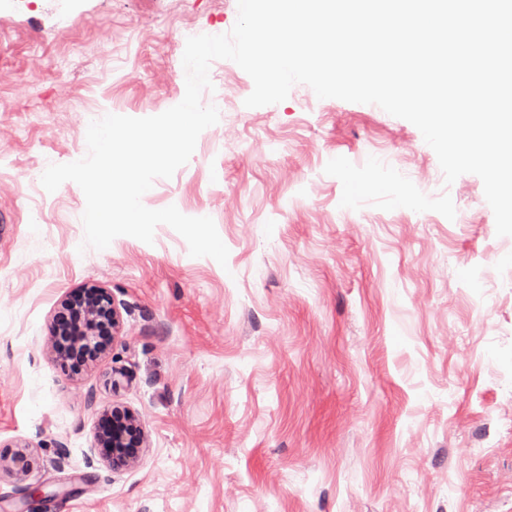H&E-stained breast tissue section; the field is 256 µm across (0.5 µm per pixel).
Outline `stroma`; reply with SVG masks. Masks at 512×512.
<instances>
[{
    "label": "stroma",
    "mask_w": 512,
    "mask_h": 512,
    "mask_svg": "<svg viewBox=\"0 0 512 512\" xmlns=\"http://www.w3.org/2000/svg\"><path fill=\"white\" fill-rule=\"evenodd\" d=\"M0 9V512L42 484L73 512H512V239L481 179L446 183L407 120L293 86L224 99L144 206L211 217L226 265L153 244L84 247L85 196L47 192L91 121L184 97L181 34H223L237 0H9ZM94 281L122 329L80 374L51 351L59 301ZM124 370L119 386L108 375ZM130 408L136 466L100 460L97 418Z\"/></svg>",
    "instance_id": "obj_1"
}]
</instances>
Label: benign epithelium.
<instances>
[{
    "instance_id": "obj_1",
    "label": "benign epithelium",
    "mask_w": 512,
    "mask_h": 512,
    "mask_svg": "<svg viewBox=\"0 0 512 512\" xmlns=\"http://www.w3.org/2000/svg\"><path fill=\"white\" fill-rule=\"evenodd\" d=\"M121 330V317L109 289L87 283L68 293L58 304L51 324L56 351L61 361L82 358V365L70 370L77 374L108 353ZM99 456L114 470L138 462L144 431L137 415L114 405L101 411L97 427Z\"/></svg>"
}]
</instances>
